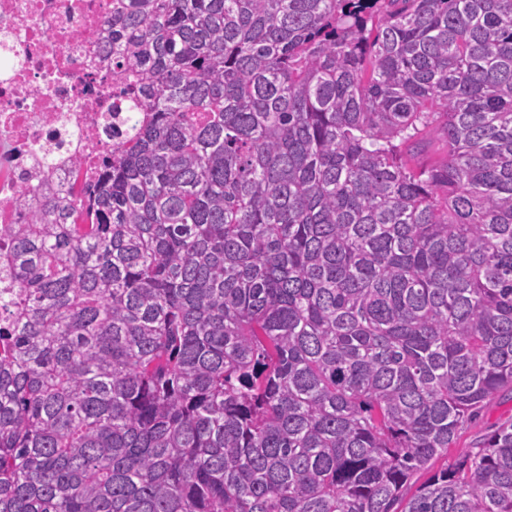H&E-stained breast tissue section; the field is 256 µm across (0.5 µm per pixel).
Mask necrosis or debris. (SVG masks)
<instances>
[{
    "instance_id": "4bbe7bcc",
    "label": "necrosis or debris",
    "mask_w": 512,
    "mask_h": 512,
    "mask_svg": "<svg viewBox=\"0 0 512 512\" xmlns=\"http://www.w3.org/2000/svg\"><path fill=\"white\" fill-rule=\"evenodd\" d=\"M112 0H0V224L41 191L85 196L134 106L112 64Z\"/></svg>"
}]
</instances>
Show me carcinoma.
I'll use <instances>...</instances> for the list:
<instances>
[{"mask_svg":"<svg viewBox=\"0 0 512 512\" xmlns=\"http://www.w3.org/2000/svg\"><path fill=\"white\" fill-rule=\"evenodd\" d=\"M112 49L92 209L0 227V512H512V418L432 470L512 395V0H118ZM426 151L423 155L411 156L410 163L420 166L423 163L442 160L446 156L447 146L443 136L436 129H430L425 134ZM512 417V399L509 397H500L491 401L481 412V415L472 422L469 428L462 433L457 442L456 448H450L447 457H441L436 460L434 470L440 469L446 464L452 463L457 457L461 448H468L469 444L478 436L482 435L486 429L500 420Z\"/></svg>","mask_w":512,"mask_h":512,"instance_id":"obj_1","label":"carcinoma"}]
</instances>
